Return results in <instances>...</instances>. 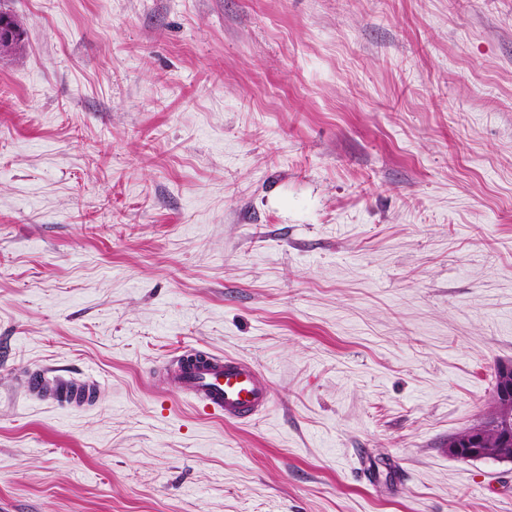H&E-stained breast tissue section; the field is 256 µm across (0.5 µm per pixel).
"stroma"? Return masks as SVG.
Returning a JSON list of instances; mask_svg holds the SVG:
<instances>
[{
	"label": "stroma",
	"instance_id": "stroma-1",
	"mask_svg": "<svg viewBox=\"0 0 512 512\" xmlns=\"http://www.w3.org/2000/svg\"><path fill=\"white\" fill-rule=\"evenodd\" d=\"M0 9V512H512L448 451L512 363V0ZM186 347L270 410L156 383ZM167 386L205 415L243 423L266 410V379L241 357L185 349L160 367ZM64 370H35L22 375L28 393L36 400L60 409L82 411L93 406L99 396V385L92 377L82 379Z\"/></svg>",
	"mask_w": 512,
	"mask_h": 512
}]
</instances>
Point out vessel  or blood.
<instances>
[{"label":"vessel or blood","instance_id":"vessel-or-blood-1","mask_svg":"<svg viewBox=\"0 0 512 512\" xmlns=\"http://www.w3.org/2000/svg\"><path fill=\"white\" fill-rule=\"evenodd\" d=\"M160 370L172 391L209 416L243 423L270 405L262 372L235 355L191 348L166 360ZM22 382L34 399L60 409L80 411L99 396L95 379H78L61 370L27 372Z\"/></svg>","mask_w":512,"mask_h":512}]
</instances>
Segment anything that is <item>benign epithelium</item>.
<instances>
[{
	"mask_svg": "<svg viewBox=\"0 0 512 512\" xmlns=\"http://www.w3.org/2000/svg\"><path fill=\"white\" fill-rule=\"evenodd\" d=\"M493 399L497 407V418L507 421L506 428L488 439L482 430H471L462 437V443L450 452L460 460H470L494 452L499 461H512V366L499 370L494 385Z\"/></svg>",
	"mask_w": 512,
	"mask_h": 512,
	"instance_id": "7a95c632",
	"label": "benign epithelium"
}]
</instances>
